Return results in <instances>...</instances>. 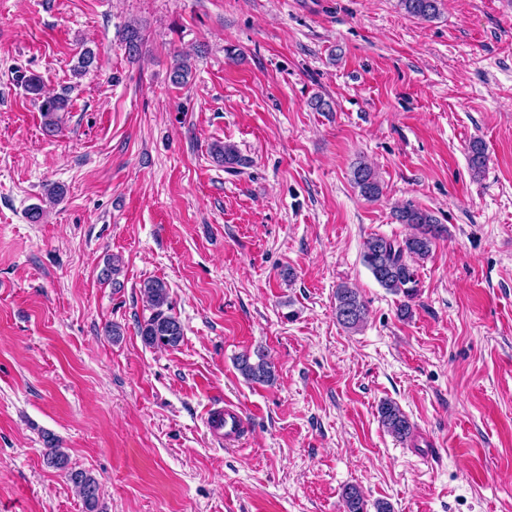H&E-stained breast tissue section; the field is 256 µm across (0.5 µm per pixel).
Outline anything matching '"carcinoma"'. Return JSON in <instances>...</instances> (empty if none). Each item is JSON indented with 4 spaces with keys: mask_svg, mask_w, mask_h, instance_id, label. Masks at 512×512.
Returning <instances> with one entry per match:
<instances>
[{
    "mask_svg": "<svg viewBox=\"0 0 512 512\" xmlns=\"http://www.w3.org/2000/svg\"><path fill=\"white\" fill-rule=\"evenodd\" d=\"M405 11L422 20H431L440 13L442 0H400ZM122 42L129 57L141 52L142 37L138 28L128 26L122 34ZM24 89L42 98L40 112L44 117V129L48 134L58 130L57 113L68 110V94L55 96L43 94L40 76L31 74L23 78ZM469 164L473 174L478 175L486 166L487 154L482 142L475 140L469 145ZM217 161L230 172L243 164L235 146L226 144L215 149ZM353 182L361 196L375 201L383 194L377 172L367 163L357 165L353 170ZM395 221L409 224L414 233L404 239H391L375 234L364 242L363 261L378 284L386 290L411 299L417 292V269L415 263L427 258L434 241L445 232L443 225L428 210L411 203L397 207L393 212ZM142 293L147 298L151 313L138 326L143 342L150 347L174 348L183 338V328L172 313L166 282L159 278L143 282ZM336 320L346 329L356 330L366 319L367 307L357 289L342 283L335 294ZM240 374L252 383H269L274 380V368L260 349L249 354L244 352L236 358ZM381 425L399 441L412 434V425L401 409L390 401L381 403L378 411ZM45 459L50 466L67 473L69 480L78 489L85 512H105L99 497V486L94 476L83 470L69 468L68 455L59 448L55 439L46 437ZM342 498L345 512H368L367 503L361 490L355 485L345 487Z\"/></svg>",
    "mask_w": 512,
    "mask_h": 512,
    "instance_id": "1",
    "label": "carcinoma"
}]
</instances>
